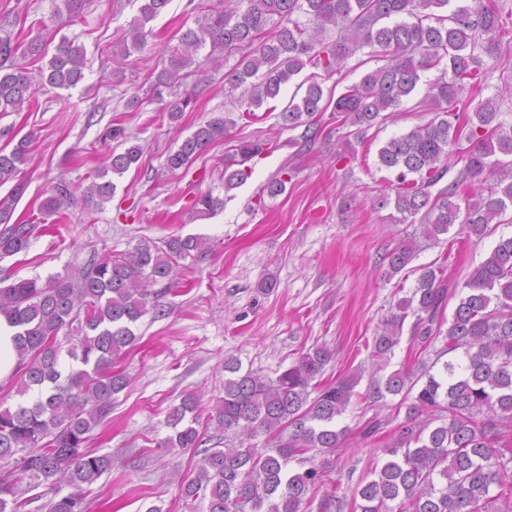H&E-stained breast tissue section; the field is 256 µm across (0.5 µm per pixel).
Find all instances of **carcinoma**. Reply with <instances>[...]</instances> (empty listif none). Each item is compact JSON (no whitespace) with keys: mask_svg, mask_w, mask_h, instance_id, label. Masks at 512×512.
Wrapping results in <instances>:
<instances>
[{"mask_svg":"<svg viewBox=\"0 0 512 512\" xmlns=\"http://www.w3.org/2000/svg\"><path fill=\"white\" fill-rule=\"evenodd\" d=\"M247 8L211 13L187 28L169 50L168 64L154 77L159 92L187 77L183 70L194 54L211 45V54H239L228 81L239 87L254 79L239 119L257 118L255 109L276 99L282 85L306 66L328 74L357 51L383 61L359 82L344 88L335 101H323L313 82L301 101L282 111L288 128L311 126L319 113L332 109L341 127L361 135L380 127L388 115L401 111L403 100L416 89L421 73L435 69L423 102L434 117L390 138L378 149L381 166L390 170L389 192L378 203L393 205L402 221L419 223L431 245L444 242L450 228L477 239L512 211V120L503 118L497 99L469 108V95L484 89L489 71L484 58L502 60L503 40L512 27L503 21L499 0H235ZM170 0H145L130 29L131 40L116 46L128 55L143 47L152 31L149 22ZM87 0H52L59 23H75ZM333 27L336 41L325 44L319 33ZM45 53L35 38L22 47L6 31L0 36V113L19 112L31 104L36 87L69 89L84 78L83 47L64 40L48 71L31 75L25 59ZM192 97L173 98L167 107L178 121ZM236 121L218 117L199 126L167 157L172 170L189 165L209 145L224 137ZM34 135L29 133L11 150L0 149V185L13 183L0 198V256L29 251L37 225L12 222L26 184V164ZM264 151L260 141L242 144L224 162V188L248 178L246 164ZM142 148L133 144L107 158L99 182H92L82 200L101 208L116 185L108 173L122 175L137 165ZM461 168L443 186L449 164ZM76 203L70 183L57 180L41 205L44 214L63 216ZM222 202L202 194L195 208L202 215ZM204 242L195 236H171L158 243L141 239L129 251L91 259L75 274L46 280H0V315L19 327L17 394L38 390L32 402L0 409V462L12 464L11 478L0 481V512H21L27 502L17 498L27 478L71 492L54 495L42 512H89L91 486L112 470V456L87 447L90 434L112 410L113 396L128 377L117 362L135 345L132 325L156 307L154 286L173 284L180 262L195 258ZM414 258V246L401 244L387 256L390 273L401 272ZM450 288L444 268L423 269L411 295L400 300L373 336L371 361L387 363L408 317L411 336L427 350L442 342L436 359L461 353L421 374L395 371L385 380H371L363 398L377 401L401 397L407 406L391 456L375 479L357 488L360 512H512V236L500 238L487 259L465 281L452 317L446 318ZM447 330H442V327ZM331 353L317 347L302 354L276 379L241 372V364L224 360V396L211 413L199 400L185 396L166 418L169 434L162 448L200 447L202 430L213 424L224 437L238 440L222 448H206L197 461L196 476L182 485V495L207 501V512H301L309 493H322L318 512H344V498L323 489L324 469L304 465L317 454H335L346 430L338 427L359 380L316 382ZM263 436L261 451L251 440Z\"/></svg>","mask_w":512,"mask_h":512,"instance_id":"carcinoma-1","label":"carcinoma"}]
</instances>
